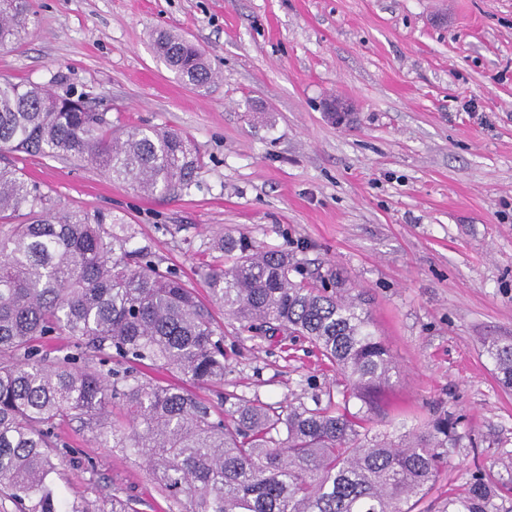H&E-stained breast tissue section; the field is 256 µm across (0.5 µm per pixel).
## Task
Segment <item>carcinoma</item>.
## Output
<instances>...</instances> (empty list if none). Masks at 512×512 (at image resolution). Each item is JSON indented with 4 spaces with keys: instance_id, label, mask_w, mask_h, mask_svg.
Wrapping results in <instances>:
<instances>
[{
    "instance_id": "carcinoma-1",
    "label": "carcinoma",
    "mask_w": 512,
    "mask_h": 512,
    "mask_svg": "<svg viewBox=\"0 0 512 512\" xmlns=\"http://www.w3.org/2000/svg\"><path fill=\"white\" fill-rule=\"evenodd\" d=\"M31 0H0V49L32 31ZM157 58L186 84L209 88L214 72L183 36L160 32ZM38 152L94 165L144 194L191 186L200 158L182 135L130 128L84 100L35 84L0 82V160ZM0 512H139L133 499L69 500L54 459L68 452L56 430L77 419L94 442L146 458L167 497L185 512H415L448 458V414L407 427L393 440L369 428L376 396L396 365L365 301L341 277H292L288 252L221 238L228 264L209 267L211 302L247 329L307 337L344 377L336 400L283 405L224 396L213 417L186 388L139 368L172 370L197 386L224 379V331L174 268H160L118 218L48 206L41 186L0 163ZM112 229H107L106 224ZM64 333L72 347L49 358L42 346ZM486 352L512 389V341ZM112 355L124 370L103 373ZM124 417L108 419L114 402ZM495 489L481 471L448 493V512H490Z\"/></svg>"
}]
</instances>
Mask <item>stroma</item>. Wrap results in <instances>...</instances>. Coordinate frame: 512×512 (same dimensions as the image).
<instances>
[{"label": "stroma", "instance_id": "1", "mask_svg": "<svg viewBox=\"0 0 512 512\" xmlns=\"http://www.w3.org/2000/svg\"><path fill=\"white\" fill-rule=\"evenodd\" d=\"M36 26L0 49V80L86 93L115 127L182 134L202 159L190 189L146 195L88 163L18 153L58 208L123 219L134 246L200 287L224 235L293 253L362 292L398 370L371 428L448 413L457 442L416 512H441L474 471L512 512V390L484 352L512 336V0H32ZM173 31L216 74L206 93L153 49ZM351 114L336 122L325 104ZM221 382L199 394L311 403L343 388L288 331L216 311ZM68 499L116 495L179 512L143 458L62 424Z\"/></svg>", "mask_w": 512, "mask_h": 512}]
</instances>
